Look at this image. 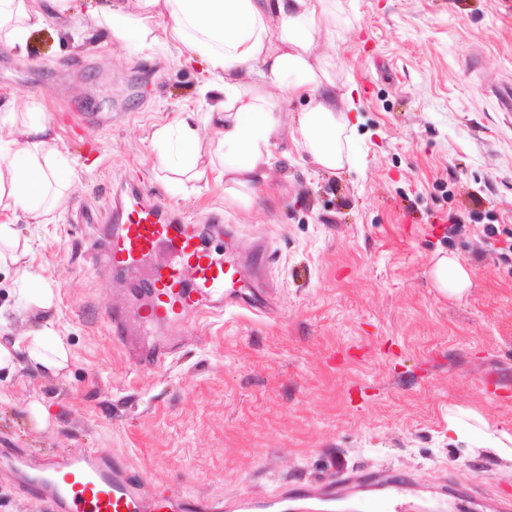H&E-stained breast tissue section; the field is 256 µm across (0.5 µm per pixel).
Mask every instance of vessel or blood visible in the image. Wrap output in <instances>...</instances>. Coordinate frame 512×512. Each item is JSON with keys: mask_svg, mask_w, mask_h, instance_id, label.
Instances as JSON below:
<instances>
[{"mask_svg": "<svg viewBox=\"0 0 512 512\" xmlns=\"http://www.w3.org/2000/svg\"><path fill=\"white\" fill-rule=\"evenodd\" d=\"M112 228L100 257L123 273L131 290L143 297L141 319L147 326L179 327L191 314L224 309V291L238 281L234 253L210 252L197 224H185L147 190L129 187L115 195ZM170 256L153 265L158 250ZM174 344L149 350L128 348L130 357L165 367ZM0 468L14 474L34 495L51 500L57 512H319L314 494L295 487L270 498L239 495L227 500L170 489L147 490L126 459L96 448H76L64 456H33L0 451ZM358 512H420L398 484L367 483Z\"/></svg>", "mask_w": 512, "mask_h": 512, "instance_id": "b4317fda", "label": "vessel or blood"}]
</instances>
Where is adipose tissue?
Segmentation results:
<instances>
[{
  "label": "adipose tissue",
  "instance_id": "ef3b65f1",
  "mask_svg": "<svg viewBox=\"0 0 512 512\" xmlns=\"http://www.w3.org/2000/svg\"><path fill=\"white\" fill-rule=\"evenodd\" d=\"M70 9V0H0V46L29 57L32 33ZM90 14L97 28L130 48H174L184 63L204 64L200 91L212 98L207 121L218 137L204 140L191 112L176 114L151 135L163 149L173 188L211 182L223 185L228 203L252 204L286 134L323 170L351 162L354 97L337 93L332 62L316 53L319 40L336 39L331 0H133L129 7L99 0ZM282 94L305 102L290 129L277 110ZM58 140L45 119L0 114V213L21 205L29 226L53 220L74 185ZM205 150L213 161L203 166ZM52 325L49 318L33 322L18 341L0 336V369L59 376L70 349Z\"/></svg>",
  "mask_w": 512,
  "mask_h": 512
}]
</instances>
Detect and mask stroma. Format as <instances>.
<instances>
[{
    "label": "stroma",
    "mask_w": 512,
    "mask_h": 512,
    "mask_svg": "<svg viewBox=\"0 0 512 512\" xmlns=\"http://www.w3.org/2000/svg\"><path fill=\"white\" fill-rule=\"evenodd\" d=\"M335 13L336 41L317 52L335 61L338 91L357 88L361 161L324 171L285 143L250 208L197 183L169 190L150 143L180 110L204 111L200 66L94 27L75 38L57 16L29 58L0 48V113L38 105L79 176L56 223L0 214L18 232L0 307L40 276L53 305L29 317L52 318L72 350L56 378L0 371V448H97L148 484L208 496L332 481L349 501L369 475L454 510L512 500V455L485 439L512 433V112L483 88L512 82V0H336ZM131 182L188 223L223 212L242 279L273 288L276 314L231 306L193 320L163 370L131 361L107 309H129L139 345L155 339L98 256L108 204ZM472 210L449 236L448 213ZM444 255L470 274L462 293L435 283Z\"/></svg>",
    "instance_id": "35a3bbf8"
}]
</instances>
